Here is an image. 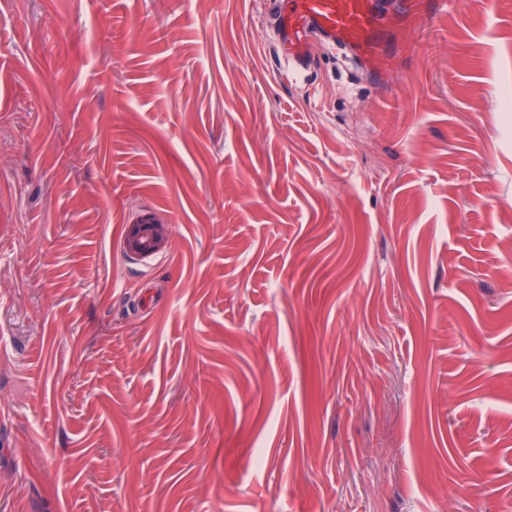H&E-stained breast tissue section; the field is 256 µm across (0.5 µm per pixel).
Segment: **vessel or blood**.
Instances as JSON below:
<instances>
[{"label":"vessel or blood","instance_id":"obj_1","mask_svg":"<svg viewBox=\"0 0 512 512\" xmlns=\"http://www.w3.org/2000/svg\"><path fill=\"white\" fill-rule=\"evenodd\" d=\"M403 16L429 19L447 0H402ZM399 15V16H402ZM399 16L382 12L377 0H278L272 31L288 78L308 65L315 45L343 51L369 79L388 76L387 42Z\"/></svg>","mask_w":512,"mask_h":512}]
</instances>
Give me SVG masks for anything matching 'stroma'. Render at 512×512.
I'll return each instance as SVG.
<instances>
[{
  "label": "stroma",
  "mask_w": 512,
  "mask_h": 512,
  "mask_svg": "<svg viewBox=\"0 0 512 512\" xmlns=\"http://www.w3.org/2000/svg\"><path fill=\"white\" fill-rule=\"evenodd\" d=\"M272 11L0 0V512H512V0ZM377 1L278 0L271 26L288 79L306 69L322 44L343 51L366 78L385 81L387 42L398 17L382 12ZM404 15L407 19L418 17L427 20L437 12L446 10V0H401ZM169 241V224L153 214H143L126 225L122 247L128 256L145 259L165 251Z\"/></svg>",
  "instance_id": "stroma-1"
}]
</instances>
